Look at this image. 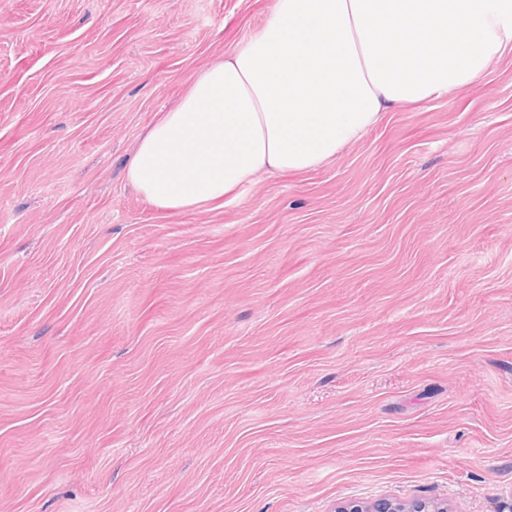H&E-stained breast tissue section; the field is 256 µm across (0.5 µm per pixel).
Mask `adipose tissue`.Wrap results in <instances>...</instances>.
<instances>
[{
    "label": "adipose tissue",
    "instance_id": "obj_1",
    "mask_svg": "<svg viewBox=\"0 0 512 512\" xmlns=\"http://www.w3.org/2000/svg\"><path fill=\"white\" fill-rule=\"evenodd\" d=\"M512 53V0H276L141 139L128 181L184 212L314 170L386 112L473 85Z\"/></svg>",
    "mask_w": 512,
    "mask_h": 512
}]
</instances>
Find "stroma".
Masks as SVG:
<instances>
[{"label": "stroma", "mask_w": 512, "mask_h": 512, "mask_svg": "<svg viewBox=\"0 0 512 512\" xmlns=\"http://www.w3.org/2000/svg\"><path fill=\"white\" fill-rule=\"evenodd\" d=\"M275 0H0V512L512 495V55L170 213L141 136Z\"/></svg>", "instance_id": "35a3bbf8"}]
</instances>
